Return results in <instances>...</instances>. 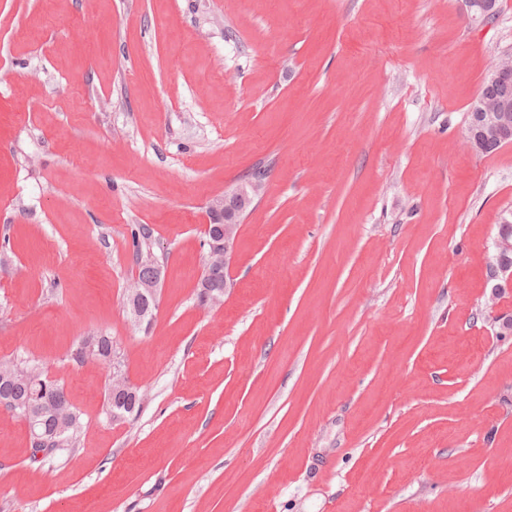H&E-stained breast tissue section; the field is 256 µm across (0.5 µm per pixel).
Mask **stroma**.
I'll return each instance as SVG.
<instances>
[{"label": "stroma", "instance_id": "35a3bbf8", "mask_svg": "<svg viewBox=\"0 0 512 512\" xmlns=\"http://www.w3.org/2000/svg\"><path fill=\"white\" fill-rule=\"evenodd\" d=\"M510 50L512 0H0V359L82 423L37 460L0 409V512H512V144L463 136ZM258 166L204 304L208 202ZM100 332L136 418L64 359ZM148 265L155 270L154 276L148 280L140 279L139 275L146 278L150 275L151 271L146 267H139V274L129 286L127 299L125 300V307L134 321L138 324H142L146 321V327L150 325L151 318H147L145 308L150 302L156 303L162 272L161 266L151 254L149 255Z\"/></svg>", "mask_w": 512, "mask_h": 512}]
</instances>
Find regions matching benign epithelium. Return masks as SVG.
Here are the masks:
<instances>
[{"label":"benign epithelium","mask_w":512,"mask_h":512,"mask_svg":"<svg viewBox=\"0 0 512 512\" xmlns=\"http://www.w3.org/2000/svg\"><path fill=\"white\" fill-rule=\"evenodd\" d=\"M474 18L485 24L496 20L498 16L497 0H466ZM512 78V54H502L494 68L484 78L483 83L493 85ZM464 137L471 149L482 152L486 141L491 139L508 140L512 138V104L497 99L482 98L474 112L471 124L464 128ZM264 189L262 179L252 177L243 181L234 189L224 191L222 195L212 197L208 203L209 223L217 225L220 234L208 241V253L205 272L200 280V288L205 292V302L220 305L228 288L232 287L229 271L235 257L233 244L240 229L241 216L252 201ZM148 265L154 269V276L148 280L134 278L129 286L125 307L135 322H151L147 318L146 305L156 302L161 278V266L154 258ZM43 414L57 418V427L52 432L53 439L41 434L35 435L33 455L42 458L55 452L60 444L56 439L66 427L67 420L57 416L55 408L43 410Z\"/></svg>","instance_id":"7a95c632"}]
</instances>
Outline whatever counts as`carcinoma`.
Segmentation results:
<instances>
[{
  "label": "carcinoma",
  "instance_id": "1",
  "mask_svg": "<svg viewBox=\"0 0 512 512\" xmlns=\"http://www.w3.org/2000/svg\"><path fill=\"white\" fill-rule=\"evenodd\" d=\"M479 96L512 101V80L495 85L481 87ZM116 351L114 341L108 334L99 333L88 336L70 348L66 360L82 366L89 361L104 364L112 368V352ZM27 372L28 378L8 379L0 376V403L7 402L6 411L13 415H22V408L33 405L41 406L47 402L55 401L67 405L74 424L72 429L61 436L63 447L73 448L82 429L79 416L69 404L64 390L59 383L48 378L39 364L27 361H1V372Z\"/></svg>",
  "mask_w": 512,
  "mask_h": 512
}]
</instances>
